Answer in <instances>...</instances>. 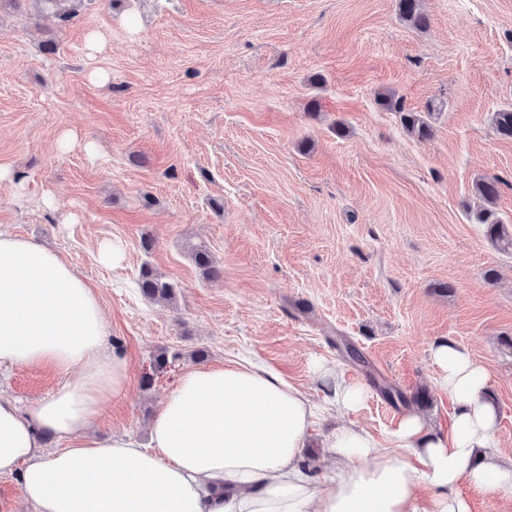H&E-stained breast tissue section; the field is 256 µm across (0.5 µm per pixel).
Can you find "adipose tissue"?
<instances>
[{
    "label": "adipose tissue",
    "mask_w": 512,
    "mask_h": 512,
    "mask_svg": "<svg viewBox=\"0 0 512 512\" xmlns=\"http://www.w3.org/2000/svg\"><path fill=\"white\" fill-rule=\"evenodd\" d=\"M106 336L97 296L68 262L0 232V368L46 365L63 376L31 411L0 398V475L19 474L34 512H470L464 481L489 499L512 495L490 373L453 343L432 350L456 405L448 433L409 413L384 448L339 427L328 446L341 467L318 476L305 465L309 399L257 364L183 373L150 421V446L96 438L103 406L131 382ZM48 439L58 449L45 450Z\"/></svg>",
    "instance_id": "adipose-tissue-1"
}]
</instances>
